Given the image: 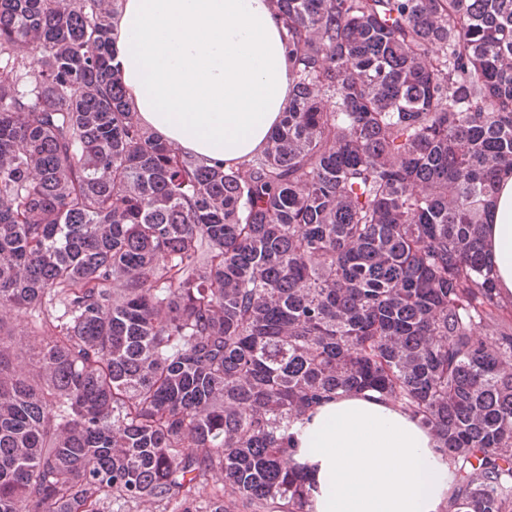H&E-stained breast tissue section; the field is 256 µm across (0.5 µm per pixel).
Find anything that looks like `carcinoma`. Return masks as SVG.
I'll use <instances>...</instances> for the list:
<instances>
[{
	"label": "carcinoma",
	"instance_id": "cac0c4a2",
	"mask_svg": "<svg viewBox=\"0 0 512 512\" xmlns=\"http://www.w3.org/2000/svg\"><path fill=\"white\" fill-rule=\"evenodd\" d=\"M117 2L0 0V512H203L215 472L208 512H309L289 430L367 391L448 456L445 512H512V0H274L291 100L228 169L140 125ZM486 252L504 300L512 299V176H505L489 208L484 226ZM4 321V331L12 333L26 343V334L32 330L35 318L29 312H13L8 314Z\"/></svg>",
	"mask_w": 512,
	"mask_h": 512
}]
</instances>
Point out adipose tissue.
I'll return each instance as SVG.
<instances>
[{"label":"adipose tissue","instance_id":"ef3b65f1","mask_svg":"<svg viewBox=\"0 0 512 512\" xmlns=\"http://www.w3.org/2000/svg\"><path fill=\"white\" fill-rule=\"evenodd\" d=\"M119 75L142 125L206 165L237 167L266 146L291 93L273 0H120ZM503 299H512V176L484 226ZM311 512H443L448 458L412 415L370 393L330 400L291 427Z\"/></svg>","mask_w":512,"mask_h":512}]
</instances>
